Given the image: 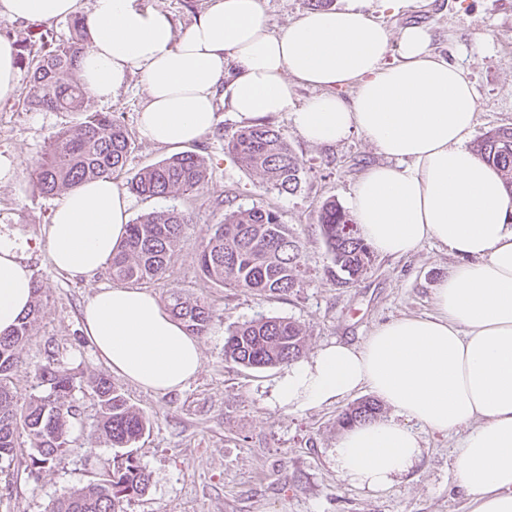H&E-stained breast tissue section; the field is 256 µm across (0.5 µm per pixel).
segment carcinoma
<instances>
[{
    "mask_svg": "<svg viewBox=\"0 0 512 512\" xmlns=\"http://www.w3.org/2000/svg\"><path fill=\"white\" fill-rule=\"evenodd\" d=\"M86 33L80 18L71 22L70 38L55 39L50 29L40 33L39 48L20 41V65L30 77L24 86L22 106L29 110L77 112L82 119L57 133L49 149L32 171L40 193L55 196L87 180L113 179L125 168L132 137L110 112L91 108L90 95L78 75V59ZM225 150L237 163L258 173L267 189L294 194L301 183L302 165L279 130L265 123L244 127L226 143ZM472 150L501 175L512 195V125L493 128L473 142ZM208 180L205 161L183 151L136 172L128 185L145 198L191 195ZM330 256L326 273L340 286H348L372 262L370 246L361 237L348 211L334 200L323 203L316 215ZM190 217L176 209L152 211L129 225L126 240L109 263L112 280L134 283L160 280L168 269L172 249ZM199 267L205 279L225 288H241L259 295L286 296L301 287L304 274L297 237L278 213L258 206L230 208L224 222L202 245ZM41 286L33 282V302L15 329L0 336V460L12 459L27 439L31 453L29 475L38 477L42 466L74 451L85 465L95 466L91 448H71V430L77 409L72 405L74 379L50 359L37 368L41 395L22 407L9 387L12 372L21 363L20 351L39 320ZM169 313L191 336L208 333L213 310L203 299L191 300L178 291L166 300ZM306 334L296 322L282 317H261L230 330L224 343V359L249 368L289 364L301 358ZM97 400L92 416L95 432L113 448H124L98 477L53 503L51 512H126L131 496L146 491L150 475L137 464L129 448L145 434L149 421L112 385L104 373L88 381ZM379 403L365 398L341 416L342 426L374 420Z\"/></svg>",
    "mask_w": 512,
    "mask_h": 512,
    "instance_id": "carcinoma-1",
    "label": "carcinoma"
}]
</instances>
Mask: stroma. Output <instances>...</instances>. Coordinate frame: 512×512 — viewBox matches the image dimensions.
Wrapping results in <instances>:
<instances>
[{
	"label": "stroma",
	"mask_w": 512,
	"mask_h": 512,
	"mask_svg": "<svg viewBox=\"0 0 512 512\" xmlns=\"http://www.w3.org/2000/svg\"><path fill=\"white\" fill-rule=\"evenodd\" d=\"M390 32L411 23L431 27L432 47L448 62L466 69L477 85L475 135L512 124V0H427L406 12L380 13ZM146 94L139 75H131L116 99L94 100V109L120 118L133 146L118 184L139 169L170 157L171 149L142 138L137 117ZM79 119L74 112L27 111L16 101L0 102V156H17L21 170L0 185V230L25 242L24 263L42 286V314L12 374L19 402L40 391L35 369L48 359L73 375V403L82 422L72 445L94 449L99 467L116 450L94 434L89 421L96 399L88 379L107 371L82 331V310L102 287L112 286L108 271L73 279L50 263L46 228L55 198L39 194L31 172L60 129ZM302 167L294 194L266 190L257 173L241 168L224 149L226 138L243 126L234 113L219 112L218 130L206 134L193 152L203 157L209 179L187 197H133L131 218L164 209L187 213L190 224L174 249L163 279L143 283V290L165 297L172 289L206 300L215 317L200 338L202 366L184 388L166 394L145 391L120 376L113 384L150 420L133 455L150 475V485L133 497L127 512H471V500L456 479L455 460L461 434L422 431L420 461L383 492L351 484L336 469L334 448L342 429L341 414L356 403H338L307 411L278 406L273 390L283 367L251 369L226 361L229 327L259 317L295 320L306 332V354L333 341L362 343L376 326L396 316L434 313L433 289L456 262L447 248L429 242L399 258L373 256L367 271L351 286L333 284L325 269L330 257L315 222L329 200L348 206L355 182L380 156L360 135L318 146L306 142L287 115L272 118ZM260 206L278 212L298 236L306 275L287 296H260L207 282L198 254L228 206ZM73 452L45 465L38 478L26 470L27 452L0 461V512H48L52 502L95 477Z\"/></svg>",
	"instance_id": "obj_1"
}]
</instances>
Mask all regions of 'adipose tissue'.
I'll return each mask as SVG.
<instances>
[{"label":"adipose tissue","mask_w":512,"mask_h":512,"mask_svg":"<svg viewBox=\"0 0 512 512\" xmlns=\"http://www.w3.org/2000/svg\"><path fill=\"white\" fill-rule=\"evenodd\" d=\"M82 14L91 41L79 59L86 90L109 99L139 73L146 91L138 130L183 149L213 130L216 97L249 121L289 113L310 143L362 135L385 157L355 184L350 208L377 253L404 257L434 241L457 256L434 290L435 311L380 324L361 345L339 341L285 369L279 406L305 411L367 389L392 410L346 428L336 467L367 490L388 489L422 454L420 432L466 428L456 477L472 512H512V198L472 152L478 91L431 47L429 26L390 37L367 0L312 10L268 30L261 0H211L176 34L141 0H0L1 21ZM395 64H386L390 50ZM315 96L296 105L294 88ZM130 200L111 179L67 191L47 228L49 260L73 278L95 275L126 236ZM24 243L0 232V334L27 311L33 280ZM83 331L113 373L155 393L184 387L202 361L197 339L158 298L99 289Z\"/></svg>","instance_id":"1"}]
</instances>
